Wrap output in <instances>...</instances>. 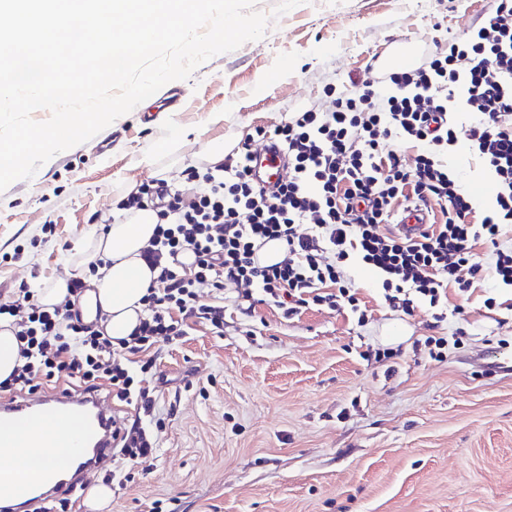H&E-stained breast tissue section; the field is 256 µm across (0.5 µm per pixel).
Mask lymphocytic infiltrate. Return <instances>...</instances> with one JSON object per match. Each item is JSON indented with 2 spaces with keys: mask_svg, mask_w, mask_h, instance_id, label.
Here are the masks:
<instances>
[{
  "mask_svg": "<svg viewBox=\"0 0 512 512\" xmlns=\"http://www.w3.org/2000/svg\"><path fill=\"white\" fill-rule=\"evenodd\" d=\"M348 97L330 96L324 108H303L258 142L280 148L288 177L271 190L254 181L242 144L222 175L189 168L202 181L192 198L145 184L121 208L132 211L161 199L157 230L143 257L157 277L143 298L144 315L130 340L113 345L98 323L85 322L81 275L69 298L45 308L27 284L0 300V318L14 328L22 363L0 381V394H36L44 381L107 391L133 407L132 422L112 421V441L126 460L154 454L150 427L156 399L146 384L158 343L188 336L194 324L224 333V292L236 308L268 304L292 319L314 307L349 313L365 322L349 267L370 266L381 283L382 305L406 315L448 317V295L474 285L512 287V248L501 246L512 224V0H498L494 17L476 31L426 52L420 66L355 81ZM474 122L460 126L455 114ZM491 176L496 194L479 209L448 163L459 136ZM412 144L413 159L401 147ZM432 215L413 239L389 231L410 206ZM278 240L280 261L256 265V248ZM192 253L194 260L181 257Z\"/></svg>",
  "mask_w": 512,
  "mask_h": 512,
  "instance_id": "obj_1",
  "label": "lymphocytic infiltrate"
}]
</instances>
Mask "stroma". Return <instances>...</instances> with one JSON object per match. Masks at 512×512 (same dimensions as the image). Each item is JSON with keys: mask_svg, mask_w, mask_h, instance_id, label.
Returning a JSON list of instances; mask_svg holds the SVG:
<instances>
[{"mask_svg": "<svg viewBox=\"0 0 512 512\" xmlns=\"http://www.w3.org/2000/svg\"><path fill=\"white\" fill-rule=\"evenodd\" d=\"M496 6L305 0L261 40L167 83L0 192V293L80 271L74 242L119 218L129 186L195 191L183 171L209 142L243 143L327 89L351 94L376 55L424 36L447 48ZM349 274L365 324L326 308L289 320L230 305L223 335L200 325L161 347L150 382L159 445L137 466L113 449L111 469L134 479L111 484L112 512H512V289L450 296L456 311L437 324L379 305L372 269ZM460 330L462 344L430 359L426 337ZM370 348L395 355L368 360Z\"/></svg>", "mask_w": 512, "mask_h": 512, "instance_id": "35a3bbf8", "label": "stroma"}]
</instances>
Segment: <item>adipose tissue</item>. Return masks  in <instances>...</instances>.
Returning a JSON list of instances; mask_svg holds the SVG:
<instances>
[{"instance_id": "1", "label": "adipose tissue", "mask_w": 512, "mask_h": 512, "mask_svg": "<svg viewBox=\"0 0 512 512\" xmlns=\"http://www.w3.org/2000/svg\"><path fill=\"white\" fill-rule=\"evenodd\" d=\"M157 216L152 208L135 211L131 220L118 221L101 232L87 235L82 249L84 264H94L98 273L92 276L81 306L86 320L103 313V329L113 341L128 339L143 315L141 302L154 274L141 258L142 250L155 233ZM61 443L49 448L30 447L19 439L12 448L0 447V482L39 484L46 466L57 474L71 467L70 450L64 443L67 429H60Z\"/></svg>"}]
</instances>
